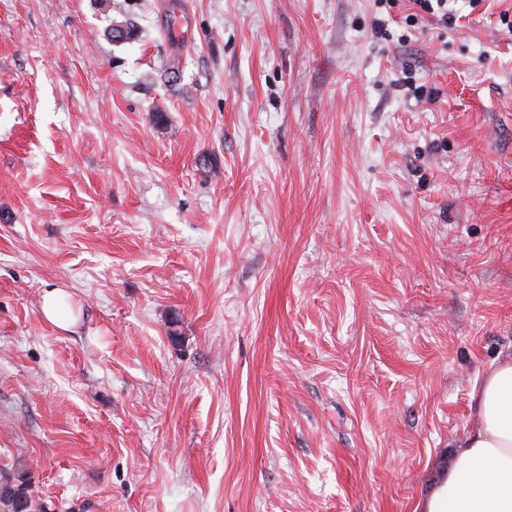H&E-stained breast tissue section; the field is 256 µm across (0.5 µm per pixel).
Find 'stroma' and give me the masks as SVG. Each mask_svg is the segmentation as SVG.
Masks as SVG:
<instances>
[{
    "instance_id": "35a3bbf8",
    "label": "stroma",
    "mask_w": 512,
    "mask_h": 512,
    "mask_svg": "<svg viewBox=\"0 0 512 512\" xmlns=\"http://www.w3.org/2000/svg\"><path fill=\"white\" fill-rule=\"evenodd\" d=\"M120 2L115 43L0 0V468L46 512H419L512 354V0ZM417 9H420L426 16L437 25L448 27V23L453 20V8L451 3L458 2V0H409ZM64 300V293L61 289L53 288L47 290L43 295L42 313L47 321L61 329H66L72 323L71 316L61 312V305Z\"/></svg>"
}]
</instances>
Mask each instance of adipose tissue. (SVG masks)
I'll return each mask as SVG.
<instances>
[{
    "mask_svg": "<svg viewBox=\"0 0 512 512\" xmlns=\"http://www.w3.org/2000/svg\"><path fill=\"white\" fill-rule=\"evenodd\" d=\"M474 418L421 512H512V355L471 394Z\"/></svg>",
    "mask_w": 512,
    "mask_h": 512,
    "instance_id": "1",
    "label": "adipose tissue"
}]
</instances>
